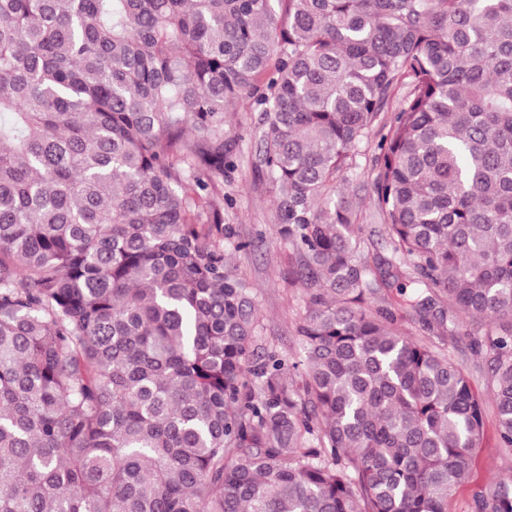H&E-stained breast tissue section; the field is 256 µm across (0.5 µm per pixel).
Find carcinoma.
Segmentation results:
<instances>
[{"mask_svg": "<svg viewBox=\"0 0 512 512\" xmlns=\"http://www.w3.org/2000/svg\"><path fill=\"white\" fill-rule=\"evenodd\" d=\"M247 99L302 372L211 199ZM459 313L512 448V0H0V512H449L484 428ZM374 143H370L367 147L362 148V153L366 155L361 156L357 159L359 168L357 169V175L351 178L348 184L347 192L357 201L361 212V217L368 215L370 206V191L372 181V163L370 161L373 154Z\"/></svg>", "mask_w": 512, "mask_h": 512, "instance_id": "carcinoma-1", "label": "carcinoma"}]
</instances>
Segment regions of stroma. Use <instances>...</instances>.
<instances>
[{
    "label": "stroma",
    "mask_w": 512,
    "mask_h": 512,
    "mask_svg": "<svg viewBox=\"0 0 512 512\" xmlns=\"http://www.w3.org/2000/svg\"><path fill=\"white\" fill-rule=\"evenodd\" d=\"M261 115L249 106L228 113L224 135L238 141V166L224 175V227L236 237L255 238L254 249L227 250V262L253 286L260 309L259 340L277 348L285 357L300 350L296 327L305 314L301 284H288V247L276 236L271 220L273 202L255 179L259 163ZM484 323L468 317L459 322L455 357L463 360L472 373L476 390L484 397V442L469 462V479L456 492L452 512H472L475 492L487 489L491 478L512 477V448L499 444L492 386L484 356L469 348L471 335L483 334Z\"/></svg>",
    "instance_id": "35a3bbf8"
}]
</instances>
